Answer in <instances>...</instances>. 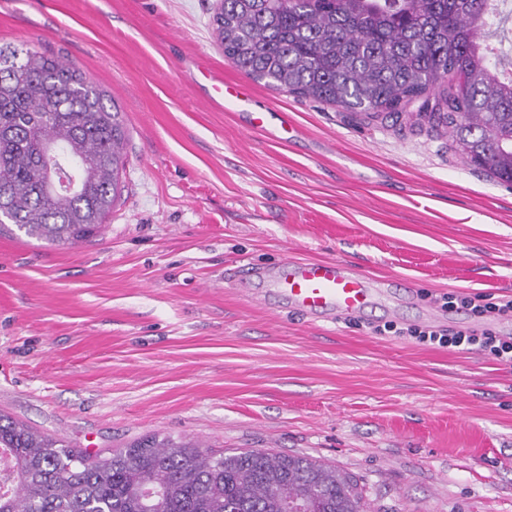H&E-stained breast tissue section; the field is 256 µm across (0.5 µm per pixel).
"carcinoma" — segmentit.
I'll return each instance as SVG.
<instances>
[{
	"label": "carcinoma",
	"mask_w": 512,
	"mask_h": 512,
	"mask_svg": "<svg viewBox=\"0 0 512 512\" xmlns=\"http://www.w3.org/2000/svg\"><path fill=\"white\" fill-rule=\"evenodd\" d=\"M512 0H220L224 56L256 81L371 117L449 130L457 150L512 186ZM443 78L448 88L429 105ZM119 108L81 70L0 48V211L25 235L93 237L122 191ZM367 512L358 480L320 459L212 454L148 436L89 459L0 415V512Z\"/></svg>",
	"instance_id": "cac0c4a2"
}]
</instances>
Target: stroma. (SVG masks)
Here are the masks:
<instances>
[{
	"label": "stroma",
	"instance_id": "35a3bbf8",
	"mask_svg": "<svg viewBox=\"0 0 512 512\" xmlns=\"http://www.w3.org/2000/svg\"><path fill=\"white\" fill-rule=\"evenodd\" d=\"M218 0H0V46L74 64L121 110L125 190L100 233L0 235V413L87 455L146 435L305 454L370 512H512V367L384 331L448 293L512 297V187L448 130L303 100L224 58ZM217 81L248 103L209 105ZM334 259L408 288L314 323L243 265Z\"/></svg>",
	"mask_w": 512,
	"mask_h": 512
}]
</instances>
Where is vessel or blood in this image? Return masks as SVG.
<instances>
[{
	"label": "vessel or blood",
	"mask_w": 512,
	"mask_h": 512,
	"mask_svg": "<svg viewBox=\"0 0 512 512\" xmlns=\"http://www.w3.org/2000/svg\"><path fill=\"white\" fill-rule=\"evenodd\" d=\"M252 276L296 313L322 319L364 315L385 285L339 260L287 259L275 271Z\"/></svg>",
	"instance_id": "1"
}]
</instances>
